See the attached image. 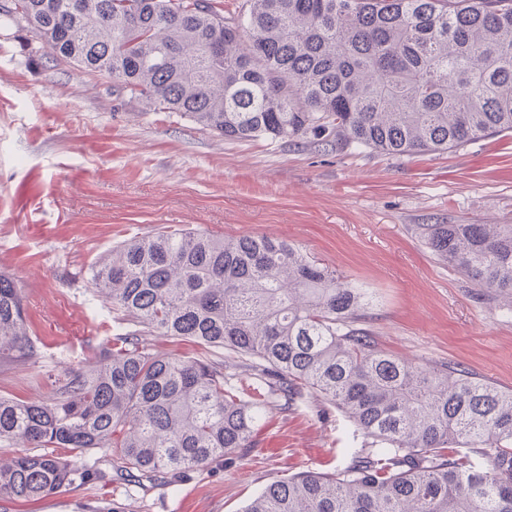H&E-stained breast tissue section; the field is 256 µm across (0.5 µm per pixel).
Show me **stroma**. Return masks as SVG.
Wrapping results in <instances>:
<instances>
[{
    "label": "stroma",
    "instance_id": "35a3bbf8",
    "mask_svg": "<svg viewBox=\"0 0 512 512\" xmlns=\"http://www.w3.org/2000/svg\"><path fill=\"white\" fill-rule=\"evenodd\" d=\"M424 224H512V132L410 155L227 141L145 111L109 79L54 66L28 31H0V273L20 289L40 350L34 364L0 362V395L47 398L58 374L111 348L123 327L90 268L163 227L298 245L366 289L378 349L512 389V308L439 260ZM365 445L306 390L288 410H267L253 447L233 459L134 483L103 454V480L34 503L0 498V512H242L271 481L334 472Z\"/></svg>",
    "mask_w": 512,
    "mask_h": 512
}]
</instances>
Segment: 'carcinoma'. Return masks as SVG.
<instances>
[{"mask_svg": "<svg viewBox=\"0 0 512 512\" xmlns=\"http://www.w3.org/2000/svg\"><path fill=\"white\" fill-rule=\"evenodd\" d=\"M56 63L228 141L388 154L512 131V0H3ZM472 287L512 300V224H423ZM130 330L45 400L0 395V498L35 500L118 469L175 477L252 447L260 416L312 390L367 440L334 473L268 484L242 512H512V389L379 350L345 276L283 240L198 229L131 237L91 267ZM174 336L239 359L157 356ZM33 362L20 289L0 274V358ZM486 457L476 465L458 448Z\"/></svg>", "mask_w": 512, "mask_h": 512, "instance_id": "obj_1", "label": "carcinoma"}]
</instances>
